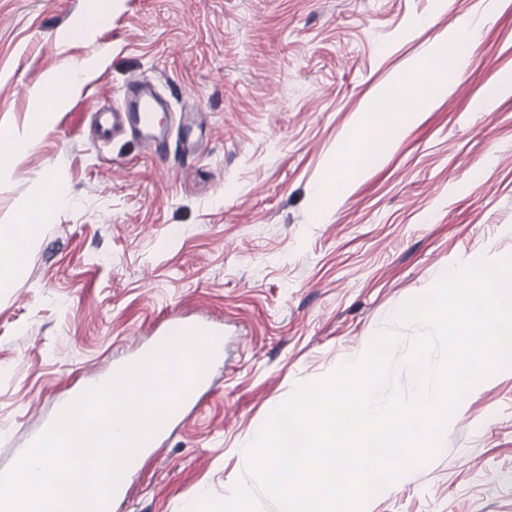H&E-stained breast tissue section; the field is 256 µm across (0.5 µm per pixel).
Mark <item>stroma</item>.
<instances>
[{"mask_svg":"<svg viewBox=\"0 0 512 512\" xmlns=\"http://www.w3.org/2000/svg\"><path fill=\"white\" fill-rule=\"evenodd\" d=\"M0 0V127L32 88L92 71L56 123L0 171V225L66 186L0 294V473L85 376L211 325L224 355L201 405L136 453L112 512H186L248 480L242 454L299 383L361 356L455 265L512 253V0ZM474 33L469 64L396 141L320 192L373 95ZM133 74L203 124L162 154L99 111ZM365 512H512V370L483 378L437 453ZM466 38V28L459 27L450 30L448 36L442 41L437 50L438 60L448 61V54H451L460 65H465L467 61V54L464 50Z\"/></svg>","mask_w":512,"mask_h":512,"instance_id":"1","label":"stroma"}]
</instances>
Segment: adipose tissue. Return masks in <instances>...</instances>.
I'll list each match as a JSON object with an SVG mask.
<instances>
[{
  "label": "adipose tissue",
  "instance_id": "adipose-tissue-1",
  "mask_svg": "<svg viewBox=\"0 0 512 512\" xmlns=\"http://www.w3.org/2000/svg\"><path fill=\"white\" fill-rule=\"evenodd\" d=\"M86 73L85 66H67L32 91L31 97L41 110L24 131L0 130V168L15 164L25 143L42 135L47 113L72 96ZM411 101V94L402 93L389 101L387 109L376 108L366 113L357 131L358 148L346 156L347 171L363 169L382 146L396 138L401 121L411 112ZM64 201L54 185H46L37 208L24 214L17 224L0 226V294L11 292L23 281L25 268L18 259L20 250L39 238L52 211Z\"/></svg>",
  "mask_w": 512,
  "mask_h": 512
}]
</instances>
